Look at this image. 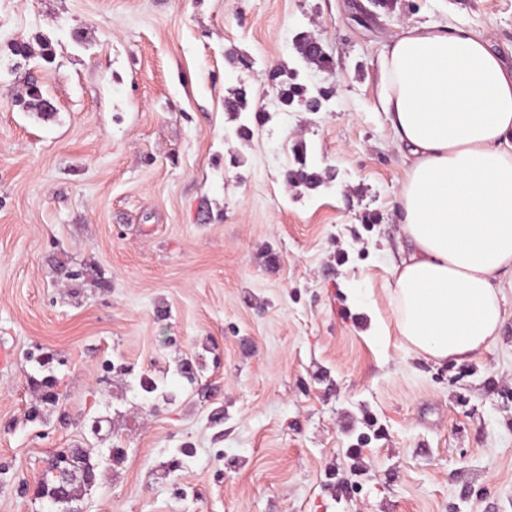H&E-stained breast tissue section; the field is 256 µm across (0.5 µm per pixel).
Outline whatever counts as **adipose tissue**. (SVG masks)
Masks as SVG:
<instances>
[{
  "label": "adipose tissue",
  "instance_id": "adipose-tissue-1",
  "mask_svg": "<svg viewBox=\"0 0 512 512\" xmlns=\"http://www.w3.org/2000/svg\"><path fill=\"white\" fill-rule=\"evenodd\" d=\"M381 108L409 168L396 197V324L436 364L487 349L512 279V70L461 27L404 25L384 43Z\"/></svg>",
  "mask_w": 512,
  "mask_h": 512
}]
</instances>
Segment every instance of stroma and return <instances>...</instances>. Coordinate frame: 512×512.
<instances>
[{
	"mask_svg": "<svg viewBox=\"0 0 512 512\" xmlns=\"http://www.w3.org/2000/svg\"><path fill=\"white\" fill-rule=\"evenodd\" d=\"M426 22L512 67V0H0V512H512V317L438 366L389 305L378 59ZM315 97L304 84L297 82L281 83L278 88L279 102L284 107H290L295 100L304 101L306 105ZM334 179L330 171L316 172L310 169L307 160L306 147L298 143L293 149V163L288 168L286 182L294 187L303 186L308 189H316Z\"/></svg>",
	"mask_w": 512,
	"mask_h": 512,
	"instance_id": "obj_1",
	"label": "stroma"
}]
</instances>
